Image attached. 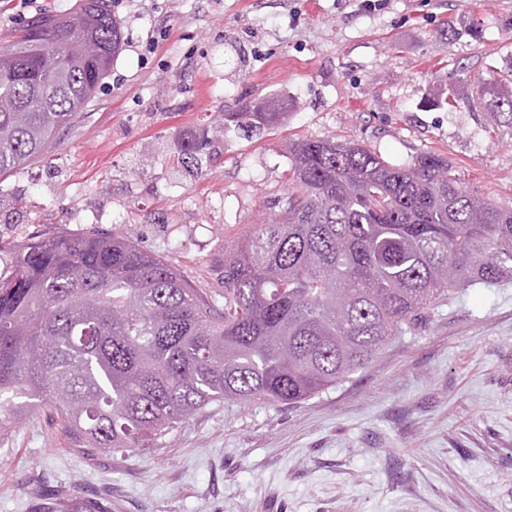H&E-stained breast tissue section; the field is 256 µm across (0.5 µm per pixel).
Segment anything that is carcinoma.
Instances as JSON below:
<instances>
[{"mask_svg":"<svg viewBox=\"0 0 512 512\" xmlns=\"http://www.w3.org/2000/svg\"><path fill=\"white\" fill-rule=\"evenodd\" d=\"M122 47L106 0L26 22L0 52L1 177L48 153ZM478 94L512 126L499 80ZM285 116L247 105L219 128ZM288 151V207L224 251L222 305L126 236L33 235L0 275V429L47 410L84 452L143 448L211 404L310 399L423 310L512 281V207L479 198L442 155L392 165L316 139ZM178 163L201 169L199 146Z\"/></svg>","mask_w":512,"mask_h":512,"instance_id":"carcinoma-1","label":"carcinoma"}]
</instances>
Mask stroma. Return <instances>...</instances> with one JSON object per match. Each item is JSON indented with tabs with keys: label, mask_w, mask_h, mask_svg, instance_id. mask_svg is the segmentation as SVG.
Listing matches in <instances>:
<instances>
[{
	"label": "stroma",
	"mask_w": 512,
	"mask_h": 512,
	"mask_svg": "<svg viewBox=\"0 0 512 512\" xmlns=\"http://www.w3.org/2000/svg\"><path fill=\"white\" fill-rule=\"evenodd\" d=\"M78 0H0V50ZM124 45L42 159L0 178V274L37 233L130 237L203 293L286 207L288 144L443 155L512 205V128L476 89L512 69V0H108ZM286 120L218 134L263 98ZM197 141L207 168L177 169ZM512 512V283L466 290L335 388L213 404L144 448L86 456L40 413L0 430V512Z\"/></svg>",
	"instance_id": "stroma-1"
}]
</instances>
